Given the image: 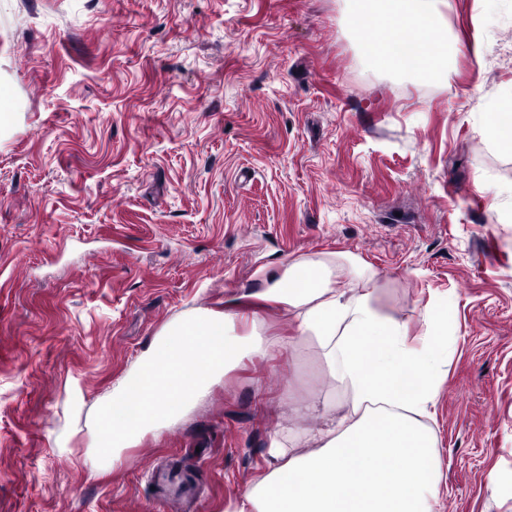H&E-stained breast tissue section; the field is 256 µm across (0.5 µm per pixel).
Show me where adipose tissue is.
I'll return each instance as SVG.
<instances>
[{
    "label": "adipose tissue",
    "mask_w": 512,
    "mask_h": 512,
    "mask_svg": "<svg viewBox=\"0 0 512 512\" xmlns=\"http://www.w3.org/2000/svg\"><path fill=\"white\" fill-rule=\"evenodd\" d=\"M445 3L351 0L361 28L389 35L383 46H367L371 63L426 82L445 79L448 67L437 64V54L460 51L448 36ZM484 137L512 153V84L502 86L493 101ZM342 277L353 278L355 287H339ZM258 279L257 298L294 316L350 401L346 414L302 434L316 451L291 457L285 443L273 444L264 475L235 512H436L437 438L427 420L448 363L441 309L430 305L420 312L426 333L413 345L407 323L376 307V273L353 255H307L263 270ZM241 301L234 295L225 299L224 312L185 314L141 351L134 369L113 384L95 421L100 456L119 459L145 434L181 419L244 352L273 348L262 336L235 335L234 310Z\"/></svg>",
    "instance_id": "1"
}]
</instances>
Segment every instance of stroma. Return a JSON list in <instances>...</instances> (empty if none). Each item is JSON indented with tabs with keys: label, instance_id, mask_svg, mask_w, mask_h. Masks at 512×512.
<instances>
[{
	"label": "stroma",
	"instance_id": "stroma-1",
	"mask_svg": "<svg viewBox=\"0 0 512 512\" xmlns=\"http://www.w3.org/2000/svg\"><path fill=\"white\" fill-rule=\"evenodd\" d=\"M447 2L444 85L372 66L348 0H0V512H233L299 406L347 410L285 309L244 300L278 348L120 461L93 422L167 323L320 251L411 337L447 307L437 510L512 512V154L483 136L512 0Z\"/></svg>",
	"mask_w": 512,
	"mask_h": 512
}]
</instances>
